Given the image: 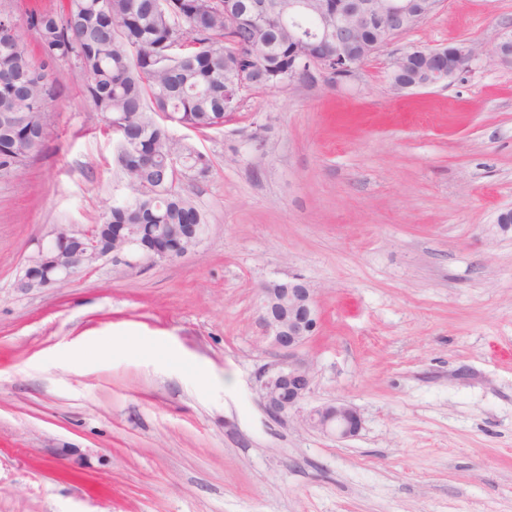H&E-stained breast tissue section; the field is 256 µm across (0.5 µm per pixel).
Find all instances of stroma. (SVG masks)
Listing matches in <instances>:
<instances>
[{"mask_svg": "<svg viewBox=\"0 0 512 512\" xmlns=\"http://www.w3.org/2000/svg\"><path fill=\"white\" fill-rule=\"evenodd\" d=\"M510 31L512 0H442L355 84L244 93L204 136L171 126L211 160L182 186L204 242L23 294L36 237L129 197L57 62L47 148L0 181V512H512V66L386 78L393 54ZM294 276L319 312L306 405H352L356 437L262 405L260 289Z\"/></svg>", "mask_w": 512, "mask_h": 512, "instance_id": "35a3bbf8", "label": "stroma"}]
</instances>
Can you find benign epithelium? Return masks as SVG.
Returning <instances> with one entry per match:
<instances>
[{"label": "benign epithelium", "instance_id": "benign-epithelium-1", "mask_svg": "<svg viewBox=\"0 0 512 512\" xmlns=\"http://www.w3.org/2000/svg\"><path fill=\"white\" fill-rule=\"evenodd\" d=\"M299 15L315 16L321 21L330 19L331 25L324 26V29L333 33L336 79L343 84L357 80L360 62L354 58L352 47L364 28L378 23L390 40L404 33L412 18L411 4L406 0H340L336 3V10L331 13L318 0H288V20ZM413 56L429 61L446 58L448 66L426 68L422 72V79L412 84L394 81L393 71L404 63L411 64ZM480 57L511 65L512 34L480 49L468 43H456L438 49L414 48L404 51L392 58L388 67V81L395 91L438 86L468 69ZM206 233L207 227L193 224L189 227L192 238L189 245L161 246L141 237L136 224H114L112 238L119 242V248L114 249L99 241L96 234L60 228L34 240V249L26 257L15 287L28 294L62 283L82 270L91 258L98 261L110 259L114 266L126 271L139 267L145 261H173L198 247ZM59 238L64 239V248L67 249L62 264L54 259L52 250L54 241ZM261 292V323L270 344L282 351L276 362L260 375L261 396L267 413L274 418L297 414L309 428L337 440L358 435L362 419L350 404L332 402L310 409L304 407L312 388V368L298 357L296 351L314 336L318 326L314 289L303 279L294 277L284 282H267Z\"/></svg>", "mask_w": 512, "mask_h": 512}]
</instances>
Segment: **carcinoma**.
Instances as JSON below:
<instances>
[{"mask_svg": "<svg viewBox=\"0 0 512 512\" xmlns=\"http://www.w3.org/2000/svg\"><path fill=\"white\" fill-rule=\"evenodd\" d=\"M224 2L62 0L56 11L29 16L38 60L0 15V181L45 151L48 107L60 94L50 67L72 60L91 111L117 136V161L132 192L102 223L163 224L157 237L185 241V225L206 219L180 184L207 178L211 160L173 138L168 123L218 129L243 93L287 87L297 64L298 31L282 19L288 0L261 25L228 17ZM383 38L378 26L364 29L355 58L365 60Z\"/></svg>", "mask_w": 512, "mask_h": 512, "instance_id": "obj_1", "label": "carcinoma"}]
</instances>
